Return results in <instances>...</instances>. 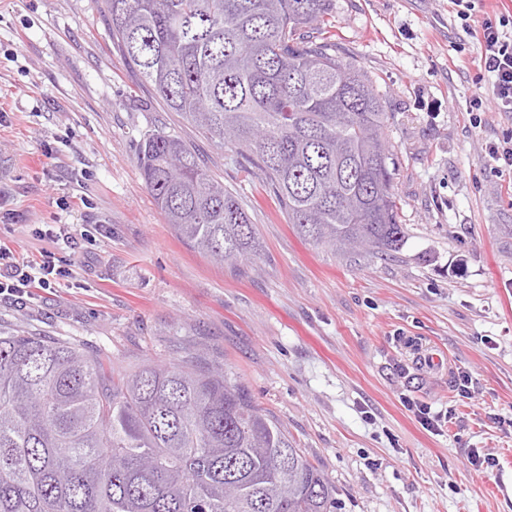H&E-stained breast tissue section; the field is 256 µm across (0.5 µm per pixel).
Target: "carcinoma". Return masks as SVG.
I'll return each mask as SVG.
<instances>
[{
	"instance_id": "1",
	"label": "carcinoma",
	"mask_w": 512,
	"mask_h": 512,
	"mask_svg": "<svg viewBox=\"0 0 512 512\" xmlns=\"http://www.w3.org/2000/svg\"><path fill=\"white\" fill-rule=\"evenodd\" d=\"M332 0H101L112 40L168 110L248 151L305 240L387 256L406 243L372 82L310 40ZM138 165L177 236L219 263L254 224L181 137ZM192 353L119 370L0 330V512H334L336 487L248 389Z\"/></svg>"
}]
</instances>
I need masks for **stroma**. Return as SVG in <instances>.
<instances>
[{
	"label": "stroma",
	"mask_w": 512,
	"mask_h": 512,
	"mask_svg": "<svg viewBox=\"0 0 512 512\" xmlns=\"http://www.w3.org/2000/svg\"><path fill=\"white\" fill-rule=\"evenodd\" d=\"M330 20L393 115L409 236L387 257L301 238L245 151L167 110L98 0H0V244L72 269L33 299L0 296V328L129 370L195 352L224 365L333 482L337 512H512V174L485 151L512 112L471 123L478 45L448 0H332ZM160 128L237 197L260 255L220 266L165 224L137 163ZM432 350L446 366L419 368ZM410 400L445 422L423 426Z\"/></svg>",
	"instance_id": "obj_1"
}]
</instances>
